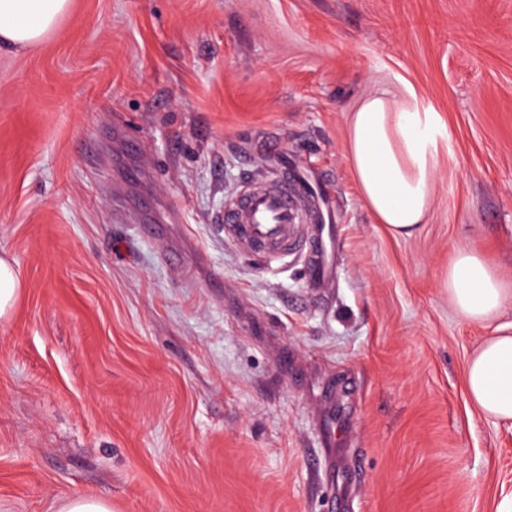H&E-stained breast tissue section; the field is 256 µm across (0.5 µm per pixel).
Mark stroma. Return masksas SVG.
Here are the masks:
<instances>
[{"label": "stroma", "instance_id": "1", "mask_svg": "<svg viewBox=\"0 0 512 512\" xmlns=\"http://www.w3.org/2000/svg\"><path fill=\"white\" fill-rule=\"evenodd\" d=\"M378 89L439 121L405 239L345 158ZM269 140L325 178L327 287L224 232ZM460 246L512 279V0H72L0 54V512H498L512 423L466 395L495 325L448 301ZM22 284L14 266L0 258V318L7 316L14 308Z\"/></svg>", "mask_w": 512, "mask_h": 512}]
</instances>
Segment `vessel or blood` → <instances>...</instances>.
<instances>
[{
    "label": "vessel or blood",
    "mask_w": 512,
    "mask_h": 512,
    "mask_svg": "<svg viewBox=\"0 0 512 512\" xmlns=\"http://www.w3.org/2000/svg\"><path fill=\"white\" fill-rule=\"evenodd\" d=\"M326 205L322 190L310 187L282 164L275 168L269 183L247 190L225 209L224 224L263 247L287 243L290 225L311 220L302 252L307 261L308 287L321 288L333 275L324 239Z\"/></svg>",
    "instance_id": "obj_1"
}]
</instances>
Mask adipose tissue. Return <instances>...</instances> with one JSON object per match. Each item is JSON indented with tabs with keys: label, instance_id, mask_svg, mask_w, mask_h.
Returning a JSON list of instances; mask_svg holds the SVG:
<instances>
[{
	"label": "adipose tissue",
	"instance_id": "ef3b65f1",
	"mask_svg": "<svg viewBox=\"0 0 512 512\" xmlns=\"http://www.w3.org/2000/svg\"><path fill=\"white\" fill-rule=\"evenodd\" d=\"M69 7L70 0H0V52L39 46ZM437 134L434 113L385 91L365 96L350 115L346 157L360 196L374 221L394 236L413 237L427 219L439 162ZM511 299L512 282L486 253L455 250L448 262L450 304L466 321L497 324L468 363L467 392L484 415L502 422L512 421V327L498 319Z\"/></svg>",
	"mask_w": 512,
	"mask_h": 512
}]
</instances>
